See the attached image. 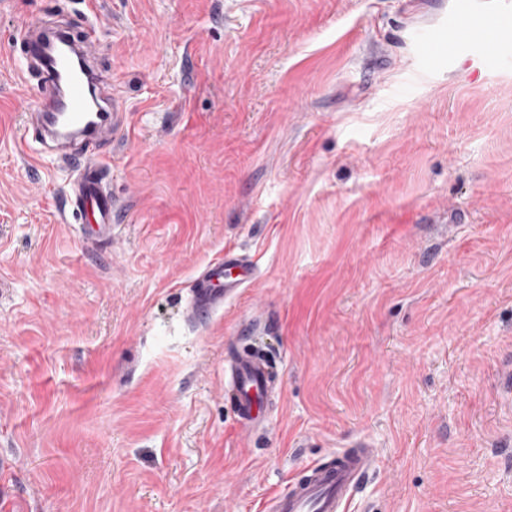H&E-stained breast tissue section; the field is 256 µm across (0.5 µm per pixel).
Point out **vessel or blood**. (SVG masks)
Wrapping results in <instances>:
<instances>
[{
  "instance_id": "b4317fda",
  "label": "vessel or blood",
  "mask_w": 512,
  "mask_h": 512,
  "mask_svg": "<svg viewBox=\"0 0 512 512\" xmlns=\"http://www.w3.org/2000/svg\"><path fill=\"white\" fill-rule=\"evenodd\" d=\"M42 32L39 26L22 32L24 64L53 89L60 86L64 92H53L42 99L39 108L26 110L25 133L73 164L77 178L71 186L68 211L80 227L85 248L95 251L111 242L116 213L101 176L106 163L100 147L121 130L118 115L110 111L104 94L109 77L87 57L78 69L71 68L63 57L43 60ZM257 277L250 258L225 252L196 277L186 303L188 318L194 322L212 318ZM270 369L268 360L249 349L229 359L224 391L242 430L255 428L264 415ZM376 463L374 442L356 439L336 449L330 462L306 465L290 477L268 500L266 512H347L353 492Z\"/></svg>"
}]
</instances>
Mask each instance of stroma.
Here are the masks:
<instances>
[{"mask_svg": "<svg viewBox=\"0 0 512 512\" xmlns=\"http://www.w3.org/2000/svg\"><path fill=\"white\" fill-rule=\"evenodd\" d=\"M478 33L449 45L448 18ZM89 38L123 114L121 206L89 255L0 71V512H263L359 437L348 512H512V15L480 0H6ZM236 251L259 277L185 303ZM279 375L242 431L239 329ZM257 277V267L250 258L225 251L224 258L208 264L195 278L186 303L188 318L192 322L212 318L224 310V304L251 286Z\"/></svg>", "mask_w": 512, "mask_h": 512, "instance_id": "1", "label": "stroma"}]
</instances>
